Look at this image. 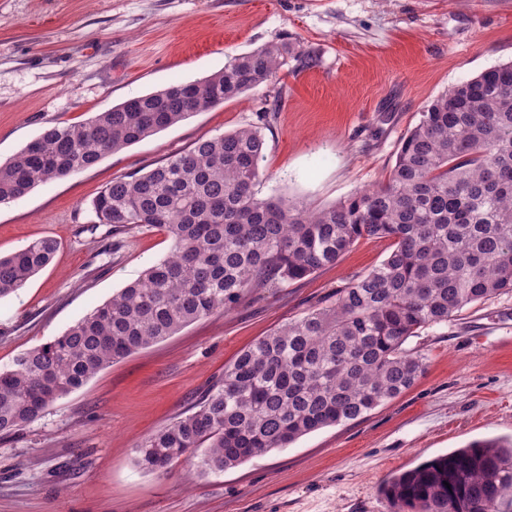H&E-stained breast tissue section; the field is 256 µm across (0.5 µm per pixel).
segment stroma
Instances as JSON below:
<instances>
[{"label": "stroma", "mask_w": 512, "mask_h": 512, "mask_svg": "<svg viewBox=\"0 0 512 512\" xmlns=\"http://www.w3.org/2000/svg\"><path fill=\"white\" fill-rule=\"evenodd\" d=\"M288 40L273 83L194 113L95 165L0 204V255L50 237L51 263L0 299V369L52 340L165 257L164 230L113 233L91 200L201 138L242 127L264 139L261 198L314 210L385 181L401 140L448 89L512 61V0H0V161L44 129L202 80L229 56ZM359 239L335 264L248 295L114 363L0 436V512H390L398 471L475 440L512 437V293L422 329L409 390L363 419L307 434L218 474L141 470L134 449L224 377L241 350L391 250Z\"/></svg>", "instance_id": "obj_1"}]
</instances>
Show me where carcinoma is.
I'll use <instances>...</instances> for the list:
<instances>
[{
  "instance_id": "cac0c4a2",
  "label": "carcinoma",
  "mask_w": 512,
  "mask_h": 512,
  "mask_svg": "<svg viewBox=\"0 0 512 512\" xmlns=\"http://www.w3.org/2000/svg\"><path fill=\"white\" fill-rule=\"evenodd\" d=\"M288 43L228 58L203 80L134 97L79 125H55L0 163V203L96 164L195 112L276 78ZM264 139L255 128L201 138L91 202L116 232L165 230L169 253L53 340L0 369V435L15 432L113 362L234 308L247 294L334 264L359 239L389 238L381 264L336 302L259 338L190 412L144 439L134 462L165 473L195 457L222 473L324 427L363 418L410 389L424 358L419 331L512 293V62L453 86L403 138L388 179L318 212L260 199ZM36 240L0 256V299L52 260ZM392 512H512V442L476 440L391 477Z\"/></svg>"
}]
</instances>
